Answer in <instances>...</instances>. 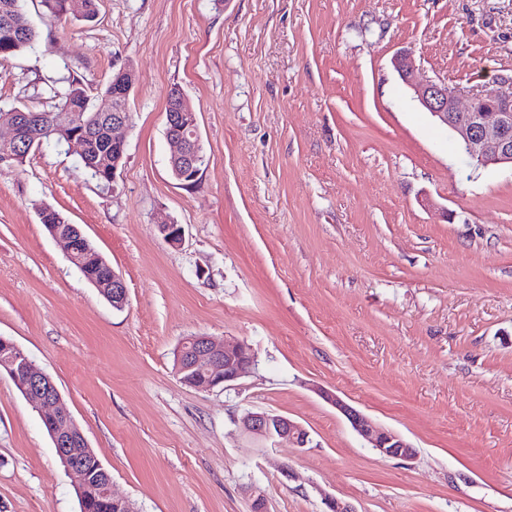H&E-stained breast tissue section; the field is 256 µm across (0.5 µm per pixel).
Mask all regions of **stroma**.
Masks as SVG:
<instances>
[{
	"instance_id": "obj_1",
	"label": "stroma",
	"mask_w": 512,
	"mask_h": 512,
	"mask_svg": "<svg viewBox=\"0 0 512 512\" xmlns=\"http://www.w3.org/2000/svg\"><path fill=\"white\" fill-rule=\"evenodd\" d=\"M0 63V108L43 109L79 75L131 69L127 152L102 189L67 149L0 169V336L21 347L137 512H512V172L471 162L392 60L461 102L512 79V0H98ZM179 86L207 163L172 178ZM77 225L128 289L115 309L40 224ZM180 224V245L160 226ZM257 362L202 392L187 336ZM337 394L417 450L371 448ZM265 410L310 443L270 447ZM35 404L0 373V512H79ZM241 430L252 438L274 447L287 442L303 448L309 442L308 431L290 418L269 411H249L241 418Z\"/></svg>"
}]
</instances>
